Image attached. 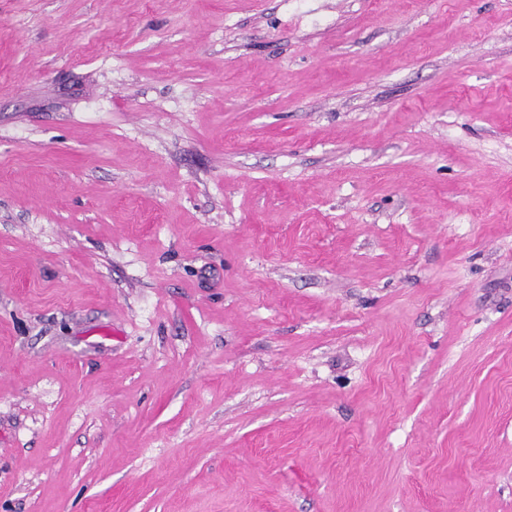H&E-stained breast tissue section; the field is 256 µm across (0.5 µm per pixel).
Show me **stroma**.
I'll return each mask as SVG.
<instances>
[{
  "label": "stroma",
  "instance_id": "35a3bbf8",
  "mask_svg": "<svg viewBox=\"0 0 512 512\" xmlns=\"http://www.w3.org/2000/svg\"><path fill=\"white\" fill-rule=\"evenodd\" d=\"M0 512H512V0H0Z\"/></svg>",
  "mask_w": 512,
  "mask_h": 512
}]
</instances>
